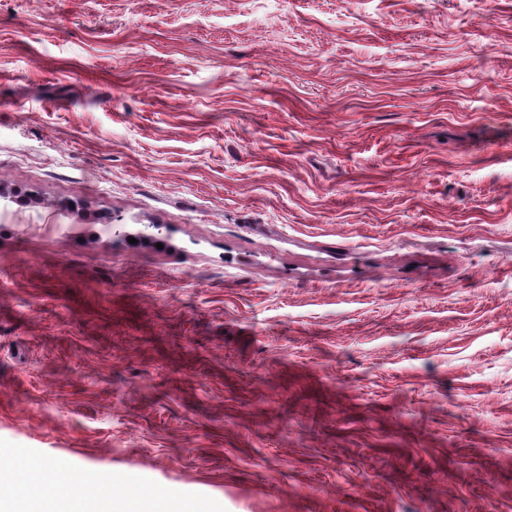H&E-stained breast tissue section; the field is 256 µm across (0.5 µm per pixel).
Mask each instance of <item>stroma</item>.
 <instances>
[{
	"label": "stroma",
	"mask_w": 512,
	"mask_h": 512,
	"mask_svg": "<svg viewBox=\"0 0 512 512\" xmlns=\"http://www.w3.org/2000/svg\"><path fill=\"white\" fill-rule=\"evenodd\" d=\"M0 190V478L512 512V0H0Z\"/></svg>",
	"instance_id": "stroma-1"
}]
</instances>
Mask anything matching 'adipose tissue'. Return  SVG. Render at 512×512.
Instances as JSON below:
<instances>
[{
	"label": "adipose tissue",
	"mask_w": 512,
	"mask_h": 512,
	"mask_svg": "<svg viewBox=\"0 0 512 512\" xmlns=\"http://www.w3.org/2000/svg\"><path fill=\"white\" fill-rule=\"evenodd\" d=\"M65 463L41 465L30 470L21 489L11 498V512H88L86 500L75 494V482H59V475L65 470ZM56 486L55 496L44 497V486Z\"/></svg>",
	"instance_id": "ef3b65f1"
}]
</instances>
